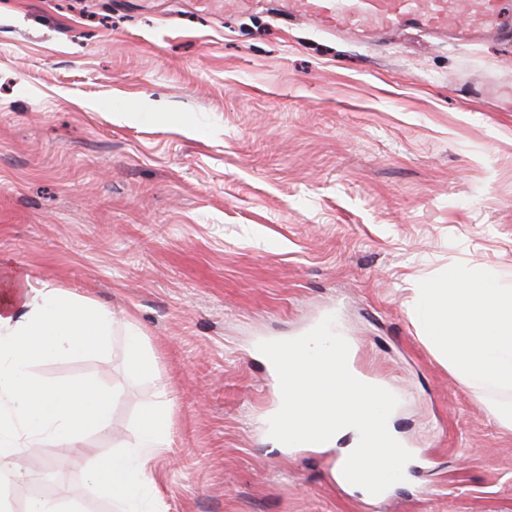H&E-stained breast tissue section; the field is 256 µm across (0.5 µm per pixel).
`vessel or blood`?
Returning <instances> with one entry per match:
<instances>
[{
	"instance_id": "obj_1",
	"label": "vessel or blood",
	"mask_w": 512,
	"mask_h": 512,
	"mask_svg": "<svg viewBox=\"0 0 512 512\" xmlns=\"http://www.w3.org/2000/svg\"><path fill=\"white\" fill-rule=\"evenodd\" d=\"M285 17L310 20L327 32L382 37L419 28L464 41L512 40V0H284Z\"/></svg>"
}]
</instances>
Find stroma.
<instances>
[{"mask_svg":"<svg viewBox=\"0 0 512 512\" xmlns=\"http://www.w3.org/2000/svg\"><path fill=\"white\" fill-rule=\"evenodd\" d=\"M512 43L381 40L285 23L276 0H0V263L112 314L100 353L35 361L114 388L112 422L55 497L108 502L85 473L170 429L144 512H512V428L420 333L417 289L466 269L512 287ZM401 402L418 455L371 502L330 453L275 449L257 345L327 313ZM137 328L155 364L132 369ZM0 485L25 512L30 477ZM127 351L131 359L133 369L142 377L154 376V364L144 354L141 346V335L133 328L127 334Z\"/></svg>","mask_w":512,"mask_h":512,"instance_id":"35a3bbf8","label":"stroma"}]
</instances>
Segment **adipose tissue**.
<instances>
[{
  "mask_svg": "<svg viewBox=\"0 0 512 512\" xmlns=\"http://www.w3.org/2000/svg\"><path fill=\"white\" fill-rule=\"evenodd\" d=\"M0 283V479H18L16 460L45 439L68 441L75 458L87 454L84 435L112 419L118 393L87 380L47 383L29 368L43 357L99 351L112 334V319L93 302L31 287L8 270ZM422 334L447 356L463 382L503 396L497 418L512 426V288L458 271L423 288ZM164 413L146 411L133 452L96 460L88 483L124 504L145 487L151 463L167 435Z\"/></svg>",
  "mask_w": 512,
  "mask_h": 512,
  "instance_id": "ef3b65f1",
  "label": "adipose tissue"
}]
</instances>
